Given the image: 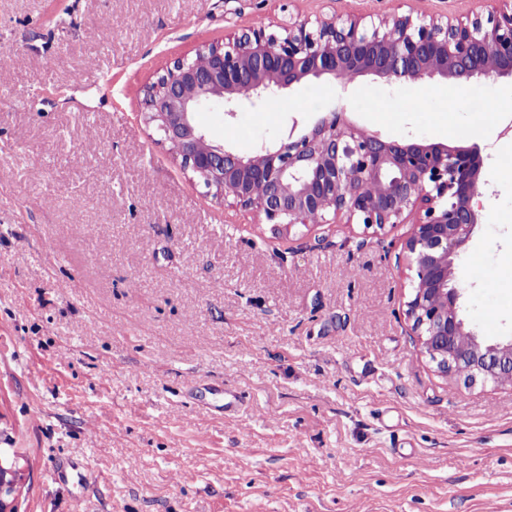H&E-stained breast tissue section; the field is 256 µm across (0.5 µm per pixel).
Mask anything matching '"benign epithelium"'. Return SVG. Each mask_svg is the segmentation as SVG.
Listing matches in <instances>:
<instances>
[{"label": "benign epithelium", "mask_w": 512, "mask_h": 512, "mask_svg": "<svg viewBox=\"0 0 512 512\" xmlns=\"http://www.w3.org/2000/svg\"><path fill=\"white\" fill-rule=\"evenodd\" d=\"M500 2L487 16L466 21L336 14L295 22L279 35L263 28L235 32L167 70L147 87L145 106L147 122L214 198L230 197L281 231L308 225L312 214L367 229L413 218L405 315L423 352L442 374L464 367L470 380L512 385V337L486 340L459 312L455 262L479 224L477 148L400 143L337 108L304 133L294 123L280 142L241 154L211 140L196 122L205 107L233 117L312 79L372 76L418 87L512 77V0ZM8 490L17 491V471L0 464V512H16Z\"/></svg>", "instance_id": "obj_1"}]
</instances>
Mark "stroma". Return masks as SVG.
I'll list each match as a JSON object with an SVG mask.
<instances>
[{"instance_id":"stroma-1","label":"stroma","mask_w":512,"mask_h":512,"mask_svg":"<svg viewBox=\"0 0 512 512\" xmlns=\"http://www.w3.org/2000/svg\"><path fill=\"white\" fill-rule=\"evenodd\" d=\"M488 7L0 0V448L22 473L17 512H512V387L421 353L403 313L411 225L276 232L213 198L143 120L147 86L241 28ZM453 88L428 82L415 110L401 83L321 80L197 122L248 153L343 107L392 140L477 146L460 308L510 337L512 79L474 80L451 111Z\"/></svg>"}]
</instances>
